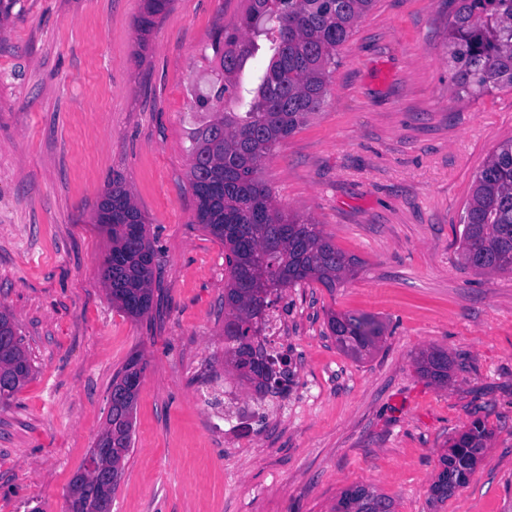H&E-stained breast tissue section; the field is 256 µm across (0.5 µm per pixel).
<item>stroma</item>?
I'll return each instance as SVG.
<instances>
[{
	"mask_svg": "<svg viewBox=\"0 0 512 512\" xmlns=\"http://www.w3.org/2000/svg\"><path fill=\"white\" fill-rule=\"evenodd\" d=\"M143 0H9L0 15V305L35 369L0 404V512H67L101 432L112 380L145 365L112 512H336L363 485L394 512H512V273L459 258L460 218L489 155L512 140V90L461 97L449 0H375L341 46L316 114L266 160L286 213L357 261L335 290L282 291L294 382L236 428L214 379L224 361V245L196 218L191 99L212 78L216 29L245 0H174L148 35ZM156 252L153 307L113 306L96 222L112 178ZM374 318L358 360L328 312ZM438 347L448 384L416 370ZM491 439L466 484L431 496L440 457L473 420Z\"/></svg>",
	"mask_w": 512,
	"mask_h": 512,
	"instance_id": "35a3bbf8",
	"label": "stroma"
}]
</instances>
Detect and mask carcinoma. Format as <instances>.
I'll return each instance as SVG.
<instances>
[{
    "label": "carcinoma",
    "mask_w": 512,
    "mask_h": 512,
    "mask_svg": "<svg viewBox=\"0 0 512 512\" xmlns=\"http://www.w3.org/2000/svg\"><path fill=\"white\" fill-rule=\"evenodd\" d=\"M448 26V65L457 90L480 96L512 89V0H453ZM172 0H145L138 30L150 31ZM373 0H247L235 27L215 32L212 49L218 78L195 94L188 133L189 182L197 220L224 242L228 268L224 284V356L251 358L245 379L259 392H282L291 380L288 357L273 356L260 335L271 296L305 281L333 290L354 273V262L336 248L319 225L285 213L260 178L271 152L294 134L322 105L336 55ZM255 59L250 80L242 79ZM98 219L112 246L101 265L107 294L131 317L152 304L155 250L148 225L118 179L100 202ZM463 263L482 274L512 272V142L494 150L475 177L472 198L461 219ZM331 333L347 354L362 358L376 348L381 326L373 318L332 312ZM431 382L448 383V353L433 348L417 360ZM145 366L133 357L112 382V421L126 420L127 435L115 442L112 457L96 461V471L114 473L115 492L132 443L138 392L126 386ZM32 366L10 312L0 306V402L11 401L29 381ZM490 437L474 421L442 456L432 486L443 501L473 473ZM90 466L69 483L68 507L82 508L91 493ZM90 502V501H88ZM97 508L99 504L91 501ZM393 501L365 486L346 490L336 512H391Z\"/></svg>",
    "instance_id": "carcinoma-1"
}]
</instances>
